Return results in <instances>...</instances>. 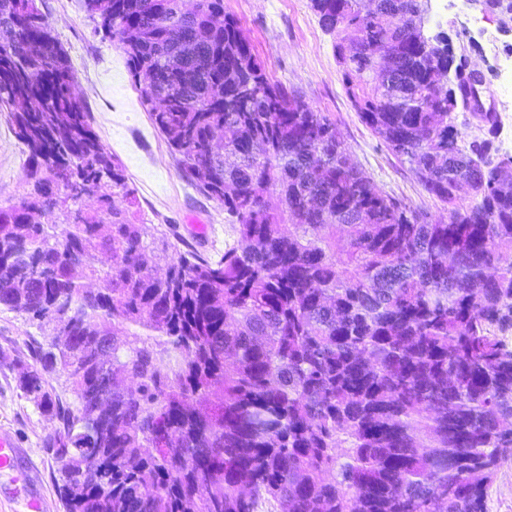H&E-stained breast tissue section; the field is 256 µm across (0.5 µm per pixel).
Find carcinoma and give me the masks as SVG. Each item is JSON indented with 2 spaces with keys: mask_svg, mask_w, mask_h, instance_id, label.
I'll list each match as a JSON object with an SVG mask.
<instances>
[{
  "mask_svg": "<svg viewBox=\"0 0 512 512\" xmlns=\"http://www.w3.org/2000/svg\"><path fill=\"white\" fill-rule=\"evenodd\" d=\"M81 2L237 240L214 261L137 218L48 17L0 0V112L27 153L0 206V311L53 331L19 385L56 421L65 512H482L512 452V163L457 128L498 117L448 76L431 0L309 3L359 118L441 222L375 190L224 0ZM90 196L110 221L66 204Z\"/></svg>",
  "mask_w": 512,
  "mask_h": 512,
  "instance_id": "1",
  "label": "carcinoma"
}]
</instances>
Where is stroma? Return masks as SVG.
Returning <instances> with one entry per match:
<instances>
[{
    "mask_svg": "<svg viewBox=\"0 0 512 512\" xmlns=\"http://www.w3.org/2000/svg\"><path fill=\"white\" fill-rule=\"evenodd\" d=\"M35 3L48 16L71 58L95 131L136 191L139 217L169 230L177 250L190 245L220 258L225 244L234 240L224 209L180 171L139 102L122 51L111 40L93 35V24L80 0ZM447 3L440 29L452 38L458 53L484 70L482 99L485 105L496 106V56L487 53L484 33L466 30L457 17L463 10L482 16L485 32L494 34L499 54L512 51V18L485 8L480 0ZM224 9L237 18L270 80L330 116L352 160L380 193L399 198L433 218H446L443 205L425 192L407 166L355 112L342 83L333 40L321 29L309 0H224ZM25 159L24 147L15 138L7 114L0 112V205L14 202L21 194ZM35 341L48 344V330L39 329L23 316L0 312V428L16 435L24 464L38 471L46 512H64L55 485L60 462L45 446L54 424L19 388L23 366L33 362L31 344Z\"/></svg>",
    "mask_w": 512,
    "mask_h": 512,
    "instance_id": "obj_1",
    "label": "stroma"
}]
</instances>
